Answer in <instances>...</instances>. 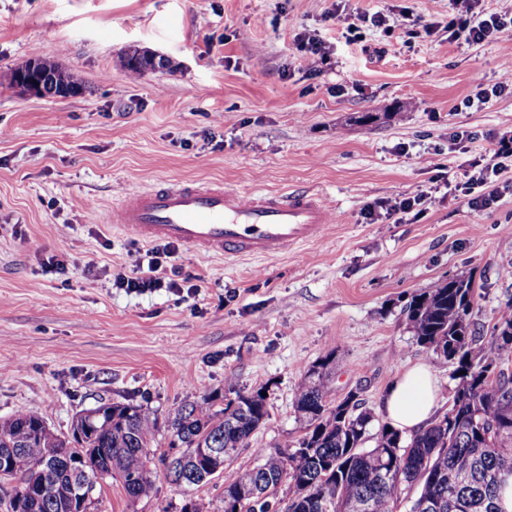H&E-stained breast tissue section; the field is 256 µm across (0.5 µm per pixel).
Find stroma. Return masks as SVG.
<instances>
[{
	"label": "stroma",
	"instance_id": "obj_1",
	"mask_svg": "<svg viewBox=\"0 0 512 512\" xmlns=\"http://www.w3.org/2000/svg\"><path fill=\"white\" fill-rule=\"evenodd\" d=\"M402 11L425 33L369 26L350 42L358 16ZM453 15L450 0H0V418L33 410L64 433L104 403L164 418L208 395L265 389L267 420L197 491L223 512L225 482L259 449L303 435L295 394L325 357L335 400L354 392L379 413L387 387L424 363L448 409L457 365L413 338L411 295L472 277L486 337L512 304V166L486 209L432 189L495 163L512 134V29L452 41ZM304 32L330 49L320 70L296 48ZM134 48L169 67L130 77L119 58ZM35 55L84 92L36 98L8 85L9 69ZM479 76L510 90L460 109ZM159 179L313 191L336 218L324 239L279 258L178 250L192 288L116 287L147 248L104 219L122 192ZM422 190L419 214L372 213ZM186 498L160 470L135 500L104 482L97 507L180 512Z\"/></svg>",
	"mask_w": 512,
	"mask_h": 512
}]
</instances>
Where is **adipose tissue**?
Instances as JSON below:
<instances>
[{"label":"adipose tissue","instance_id":"obj_1","mask_svg":"<svg viewBox=\"0 0 512 512\" xmlns=\"http://www.w3.org/2000/svg\"><path fill=\"white\" fill-rule=\"evenodd\" d=\"M439 388L426 364L409 368L389 388L382 407L387 422L402 433L419 429L434 414Z\"/></svg>","mask_w":512,"mask_h":512}]
</instances>
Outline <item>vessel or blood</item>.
I'll list each match as a JSON object with an SVG mask.
<instances>
[{"instance_id": "b4317fda", "label": "vessel or blood", "mask_w": 512, "mask_h": 512, "mask_svg": "<svg viewBox=\"0 0 512 512\" xmlns=\"http://www.w3.org/2000/svg\"><path fill=\"white\" fill-rule=\"evenodd\" d=\"M109 221L141 243L166 242L218 258H274L322 240L333 213L314 193L163 182L125 193Z\"/></svg>"}]
</instances>
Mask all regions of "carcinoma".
<instances>
[{
    "instance_id": "cac0c4a2",
    "label": "carcinoma",
    "mask_w": 512,
    "mask_h": 512,
    "mask_svg": "<svg viewBox=\"0 0 512 512\" xmlns=\"http://www.w3.org/2000/svg\"><path fill=\"white\" fill-rule=\"evenodd\" d=\"M132 76L164 66L136 51L120 57ZM474 283L462 277L438 281L414 293L407 321L415 340L438 357L457 363L453 403L406 440L386 422L375 421L359 400L331 398L330 359L311 365L295 397L305 432L293 448L261 450L260 463L224 483L223 512H279L280 487L293 495L285 512H399L404 494L418 488L408 512H506L500 490L512 483V304L500 314L488 344L480 343L474 314ZM268 417L261 390L236 393L215 408L210 397L178 408L164 420L141 405L103 404L78 415L70 432L51 430L37 413L0 419V456L8 467L0 479H15L23 494L19 512H97L98 501L80 506L70 470L83 468L87 481L122 484L137 499L155 485L156 464L171 472L195 450L219 448L221 462L246 448ZM377 425H372V422ZM174 455L151 457L160 431ZM210 471L191 470L177 485L198 489ZM249 485L258 494L239 496Z\"/></svg>"
}]
</instances>
